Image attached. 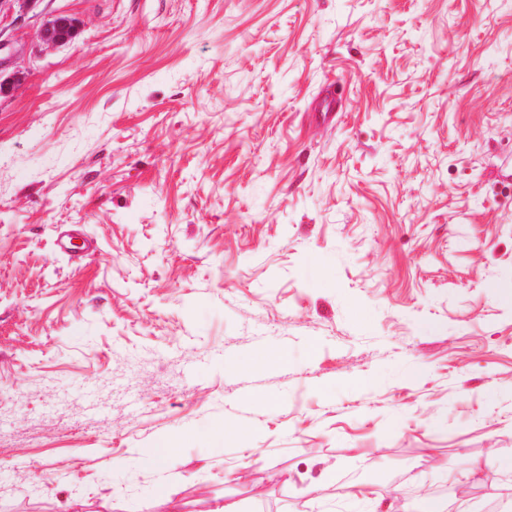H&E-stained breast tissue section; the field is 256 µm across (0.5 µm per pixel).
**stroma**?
Listing matches in <instances>:
<instances>
[{
    "instance_id": "1",
    "label": "stroma",
    "mask_w": 512,
    "mask_h": 512,
    "mask_svg": "<svg viewBox=\"0 0 512 512\" xmlns=\"http://www.w3.org/2000/svg\"><path fill=\"white\" fill-rule=\"evenodd\" d=\"M0 35V512H512V0H36ZM78 31L77 19L60 15L42 24L37 32V38L42 45L55 47L71 41ZM144 460L158 469H166L175 464L180 456L178 438L161 439L150 448H142Z\"/></svg>"
}]
</instances>
